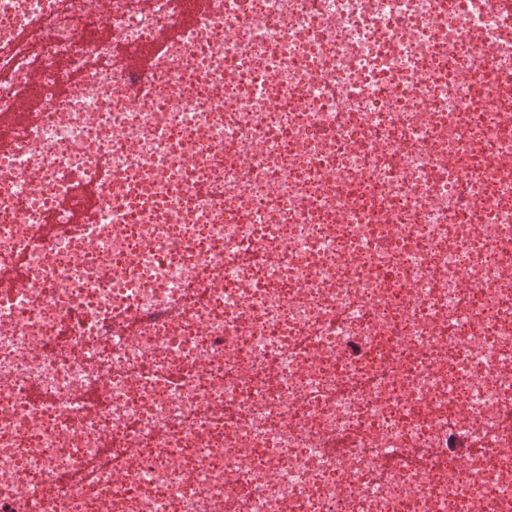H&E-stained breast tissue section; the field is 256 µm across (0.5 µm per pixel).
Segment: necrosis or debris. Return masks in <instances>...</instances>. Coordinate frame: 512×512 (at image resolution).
Masks as SVG:
<instances>
[{
  "mask_svg": "<svg viewBox=\"0 0 512 512\" xmlns=\"http://www.w3.org/2000/svg\"><path fill=\"white\" fill-rule=\"evenodd\" d=\"M183 8L0 0V512H512V15ZM178 39L179 34L177 30H169L161 33L148 49L137 54L133 60V64L140 69L147 68L152 57L156 53L165 50L170 44ZM37 106L33 104H22L13 113L0 115V150L6 151L10 147L11 128L17 122L34 123L37 116Z\"/></svg>",
  "mask_w": 512,
  "mask_h": 512,
  "instance_id": "1",
  "label": "necrosis or debris"
}]
</instances>
